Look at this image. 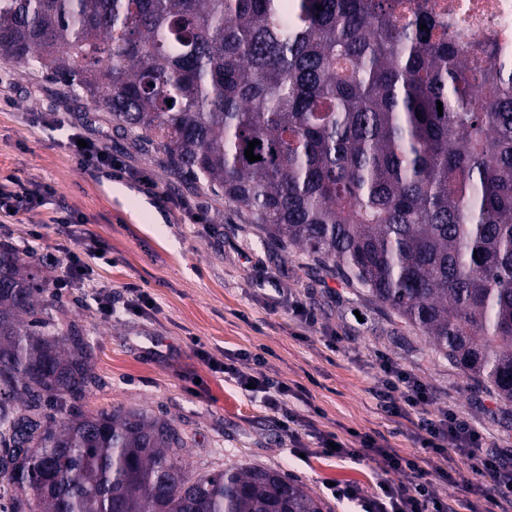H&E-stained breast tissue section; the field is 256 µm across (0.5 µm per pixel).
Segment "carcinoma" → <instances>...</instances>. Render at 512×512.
<instances>
[{
    "label": "carcinoma",
    "mask_w": 512,
    "mask_h": 512,
    "mask_svg": "<svg viewBox=\"0 0 512 512\" xmlns=\"http://www.w3.org/2000/svg\"><path fill=\"white\" fill-rule=\"evenodd\" d=\"M388 10L0 0V54L105 107L116 137L159 146L512 404V57ZM53 297L0 244V512H324L275 469L191 476L180 431L145 410L84 414L91 343L58 328Z\"/></svg>",
    "instance_id": "obj_1"
}]
</instances>
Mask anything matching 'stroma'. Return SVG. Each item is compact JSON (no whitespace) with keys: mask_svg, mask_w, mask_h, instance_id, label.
<instances>
[{"mask_svg":"<svg viewBox=\"0 0 512 512\" xmlns=\"http://www.w3.org/2000/svg\"><path fill=\"white\" fill-rule=\"evenodd\" d=\"M111 132L107 109L0 56V177L55 190L33 210L0 212V243L20 253L34 246L39 276L54 280L64 271L49 259L56 244L65 239L78 251L83 234H91L111 259L96 278L113 300H125L135 287L152 301L144 313L108 317L91 289L56 290L60 328L78 327L93 344L99 385L81 401L84 413L146 410L185 433L182 461L191 473L272 467L322 498L329 512H356V504L332 495L331 484L374 496L387 476L383 460L317 453L307 430L288 439L260 400L211 370L198 351L265 354L267 373L308 389L323 412L315 420L319 430L342 437L373 431L400 453H412L417 443L407 422L379 406L383 374L376 357L383 354L430 388L433 399L419 406L421 415L453 409L493 451L512 459V406L449 362L423 333L320 256L271 238L248 211L176 174L162 149L132 138L115 143ZM71 133L99 139L143 179L81 167L65 145ZM116 185L154 209L161 225L136 220L113 196ZM67 212L82 219L70 238L55 222ZM300 305L314 312L315 323L302 320Z\"/></svg>","mask_w":512,"mask_h":512,"instance_id":"35a3bbf8","label":"stroma"}]
</instances>
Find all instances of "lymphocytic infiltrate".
Instances as JSON below:
<instances>
[{
  "instance_id": "lymphocytic-infiltrate-1",
  "label": "lymphocytic infiltrate",
  "mask_w": 512,
  "mask_h": 512,
  "mask_svg": "<svg viewBox=\"0 0 512 512\" xmlns=\"http://www.w3.org/2000/svg\"><path fill=\"white\" fill-rule=\"evenodd\" d=\"M59 252L66 260L65 273L56 282L57 287H70L73 281L96 288L103 314H112V296L105 287L97 286L86 272L87 258L95 257L92 248L76 253L67 245H59ZM207 364L223 372L240 389L251 388L260 394L264 407L271 412L285 435H296L298 428H312L310 416L289 407V399H303V387H291L279 379L263 373L266 359L262 354L244 352L219 359L206 355ZM249 361L258 366V373L239 368V361ZM380 369L384 374L385 395L382 408L389 416L411 421L414 436L420 445L417 454L403 456L376 433H362L357 446H349L334 433L318 434L322 451L332 452L340 458L365 456L381 457L390 479L382 483V494L375 498L362 497L351 485L336 486L334 495L355 503L361 512H453L448 496L442 495L439 483H446L454 490L472 494L484 502L485 512H512V463L489 450L483 436L463 417L449 409L439 410L430 418H415L416 409L427 404L432 394L424 383L393 365L388 357H381ZM458 457L469 470L468 475L452 472L445 464L451 457ZM435 471L439 479L427 480V471Z\"/></svg>"
}]
</instances>
